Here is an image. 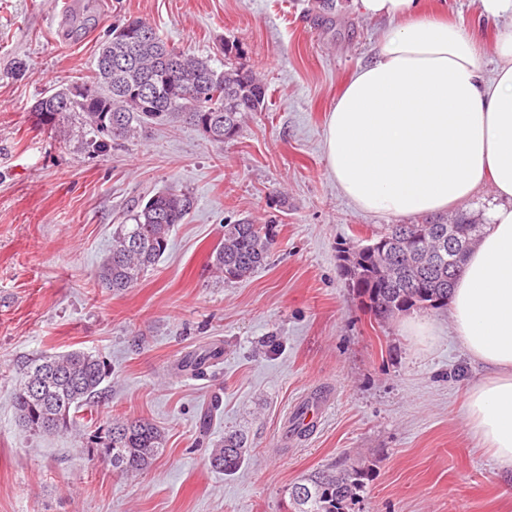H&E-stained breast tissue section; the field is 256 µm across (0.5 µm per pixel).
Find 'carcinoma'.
<instances>
[{"instance_id":"cac0c4a2","label":"carcinoma","mask_w":512,"mask_h":512,"mask_svg":"<svg viewBox=\"0 0 512 512\" xmlns=\"http://www.w3.org/2000/svg\"><path fill=\"white\" fill-rule=\"evenodd\" d=\"M140 33L133 44L113 27L98 48L91 73L80 77V90L62 87L43 94L33 111L46 122L71 114L98 137L103 150L117 140L140 137L153 125L180 122L201 127L221 112L226 121L207 139L222 143L238 132L248 112H261L267 88L255 74L236 66L223 46L224 64L187 53L164 41L154 28L135 20ZM65 111L59 112L60 103ZM114 115L124 117L121 130L111 131ZM192 198L170 187L153 193L144 203L123 213L112 230V243L96 270L97 279L114 292L136 286L165 253L175 225L185 219ZM485 224H459L456 234L478 241ZM275 238L273 224H226L224 237L213 249L211 269L228 281L243 280L268 259ZM384 247L372 254H351L345 259L348 288L374 318L386 322L410 310L448 307L453 281L448 279V259L459 272L470 246L448 256V225L392 224L372 234ZM107 378L104 362L80 349L30 360L14 394L20 425L33 435L65 433L76 427L77 413L95 407ZM165 435L146 419L112 418L106 426V442L96 452L125 474L148 468L163 452ZM246 441L227 434L209 455L213 468L232 474L242 465ZM368 468L318 471L290 488L295 512H351L364 487ZM299 488L303 496L294 495Z\"/></svg>"}]
</instances>
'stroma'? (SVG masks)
Masks as SVG:
<instances>
[{"instance_id": "obj_1", "label": "stroma", "mask_w": 512, "mask_h": 512, "mask_svg": "<svg viewBox=\"0 0 512 512\" xmlns=\"http://www.w3.org/2000/svg\"><path fill=\"white\" fill-rule=\"evenodd\" d=\"M478 2L421 8L466 27L490 71L497 29L475 25ZM130 17L257 73L263 111L221 144L179 123L101 152L77 117L43 126L36 99L89 74L107 31ZM387 25L353 0H0V512H291L294 483L360 464L369 474L353 512H512V475L463 424L484 371L450 336L448 310L426 311L437 331L415 339L403 316L377 323L341 271V248L390 220L340 193L325 119ZM168 187L194 205L167 251L134 288H102L114 224ZM239 222L275 225L276 244L248 278L215 279L211 252ZM215 347L203 375L182 370ZM72 349L106 365L98 410L76 430L30 435L13 403L23 367ZM310 394L324 407L292 436ZM111 417L159 426L163 453L132 475L89 456ZM234 432L247 455L227 475L209 452Z\"/></svg>"}]
</instances>
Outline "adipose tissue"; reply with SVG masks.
<instances>
[{"label": "adipose tissue", "mask_w": 512, "mask_h": 512, "mask_svg": "<svg viewBox=\"0 0 512 512\" xmlns=\"http://www.w3.org/2000/svg\"><path fill=\"white\" fill-rule=\"evenodd\" d=\"M354 2L396 25L328 114V169L345 198L386 217L448 212L491 189L488 231L449 312L454 338L486 370L467 391L466 431L512 473V24L498 32L488 80L473 37L422 14L419 0Z\"/></svg>", "instance_id": "adipose-tissue-1"}]
</instances>
